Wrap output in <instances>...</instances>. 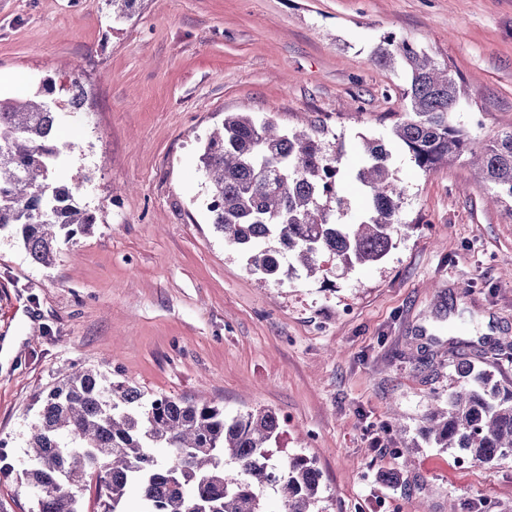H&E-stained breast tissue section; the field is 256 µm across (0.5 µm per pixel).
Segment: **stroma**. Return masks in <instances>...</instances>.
Listing matches in <instances>:
<instances>
[{"mask_svg":"<svg viewBox=\"0 0 512 512\" xmlns=\"http://www.w3.org/2000/svg\"><path fill=\"white\" fill-rule=\"evenodd\" d=\"M390 33L466 79L454 125L481 140L512 130V0H139L122 22L107 0H0L1 96L82 68L86 106L59 127L55 178L81 183L99 217L49 267L0 234V348L18 341L0 357V512H35L36 401L73 366L228 417L272 410L275 456L315 462L325 512L452 499L512 512V456L485 465L418 435L458 380L450 343L512 388V211L465 161L426 172L399 153L393 248L352 269L322 257L313 277L253 271L206 208L201 148L225 113L247 112L317 125L349 202L339 220L361 215L360 139L404 109L405 72L375 58Z\"/></svg>","mask_w":512,"mask_h":512,"instance_id":"stroma-1","label":"stroma"}]
</instances>
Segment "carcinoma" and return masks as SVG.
Here are the masks:
<instances>
[{
  "label": "carcinoma",
  "mask_w": 512,
  "mask_h": 512,
  "mask_svg": "<svg viewBox=\"0 0 512 512\" xmlns=\"http://www.w3.org/2000/svg\"><path fill=\"white\" fill-rule=\"evenodd\" d=\"M107 2L119 20L133 15L137 0ZM376 56L406 68L405 113L389 140H363L365 162L355 180L367 209L352 224L338 223L327 205L347 208L336 159L317 126L282 132L270 121L230 112L206 139L200 169L212 224L269 279L280 276L286 256L309 276L320 270L324 253L348 269L386 256L405 194L392 172L397 149L426 172L468 154L496 200L512 204V131L483 141L453 125L450 114L466 96L465 84L414 44L389 34ZM64 92L73 97L71 111H82L81 73ZM63 110L62 102L39 93L0 98V231H10L43 267L54 263L59 235L72 239L97 224L76 201L81 185L52 178L66 148L55 136ZM458 374L462 383L448 394L447 407L429 411L420 433L474 461L512 455V388L491 384V374L467 360ZM39 402L26 471L37 512H80L76 490L91 484L105 512H129L132 487L138 512H267L268 491L283 512H321L322 475L314 463L298 455L277 463L269 453L281 429L271 410L227 418L207 402L147 398L95 368L63 375ZM157 448L167 455L157 457Z\"/></svg>",
  "instance_id": "obj_1"
}]
</instances>
